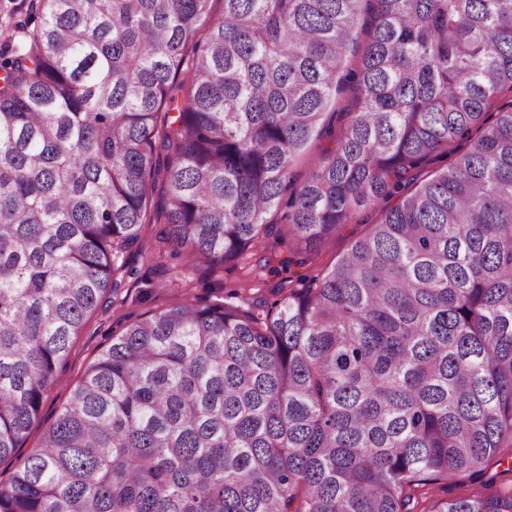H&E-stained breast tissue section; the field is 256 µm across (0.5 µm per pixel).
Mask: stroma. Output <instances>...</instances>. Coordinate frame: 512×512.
<instances>
[{"instance_id":"35a3bbf8","label":"stroma","mask_w":512,"mask_h":512,"mask_svg":"<svg viewBox=\"0 0 512 512\" xmlns=\"http://www.w3.org/2000/svg\"><path fill=\"white\" fill-rule=\"evenodd\" d=\"M157 225H145L137 248L127 252L126 272L114 304L95 313L72 345L68 366L60 379L44 395L39 414L40 426L32 430L30 442H37L42 427L51 424L66 403L73 384L86 366L111 342L113 335L128 323L130 317L156 312L199 296H213L251 302H269L281 286L296 281L298 275H313L332 266L350 242L368 232L365 224L345 226L335 237L323 241L306 255L303 266L269 271L262 264L267 256L263 247H255L243 261L225 265L218 272L206 265L188 266L183 253H167L156 262Z\"/></svg>"}]
</instances>
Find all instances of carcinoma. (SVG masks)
Returning <instances> with one entry per match:
<instances>
[{"instance_id": "obj_1", "label": "carcinoma", "mask_w": 512, "mask_h": 512, "mask_svg": "<svg viewBox=\"0 0 512 512\" xmlns=\"http://www.w3.org/2000/svg\"><path fill=\"white\" fill-rule=\"evenodd\" d=\"M214 2L41 0L0 54V512H415L419 487L494 483L489 461L512 466V0ZM314 136L331 146L296 186ZM368 209L365 236L270 304L139 315L22 452L145 225L193 265L272 237L301 267ZM426 512H512V489Z\"/></svg>"}]
</instances>
